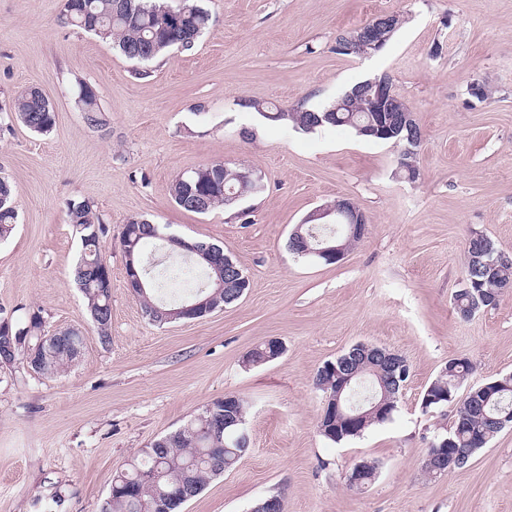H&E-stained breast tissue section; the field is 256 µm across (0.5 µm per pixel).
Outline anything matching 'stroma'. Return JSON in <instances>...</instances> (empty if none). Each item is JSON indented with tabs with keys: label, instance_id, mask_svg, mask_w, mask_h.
Segmentation results:
<instances>
[{
	"label": "stroma",
	"instance_id": "1",
	"mask_svg": "<svg viewBox=\"0 0 512 512\" xmlns=\"http://www.w3.org/2000/svg\"><path fill=\"white\" fill-rule=\"evenodd\" d=\"M201 5L212 23L192 50L139 63L67 24L64 0H0V107L36 86L56 112L47 136L0 129V177L19 206L0 241V311L35 310L46 331L85 335L55 377L0 367V512H98L140 449L227 395L247 406L249 449L183 512H251L276 494L284 512H512V428L445 475L422 470L454 420L455 403L422 405L448 360L471 362L466 390L512 375V289L470 319L453 310L473 235L512 252V0ZM385 13L404 23L380 51L337 53L339 33ZM385 74L422 132L413 182L392 145L349 128L304 133L254 108L316 109ZM475 81L487 99L470 94ZM84 84L101 125L79 112ZM214 161L252 170L262 191L205 215L178 207L175 179ZM340 197L369 219L362 242L335 264L291 254L296 225ZM71 201L93 204L107 228L106 344L71 278L81 253ZM134 218L223 247L249 288L203 318L151 322L119 246ZM271 339L283 354L247 363ZM361 342L404 357L410 376L389 420L334 443L318 427L316 374ZM363 459L377 476L350 489L345 475Z\"/></svg>",
	"mask_w": 512,
	"mask_h": 512
}]
</instances>
